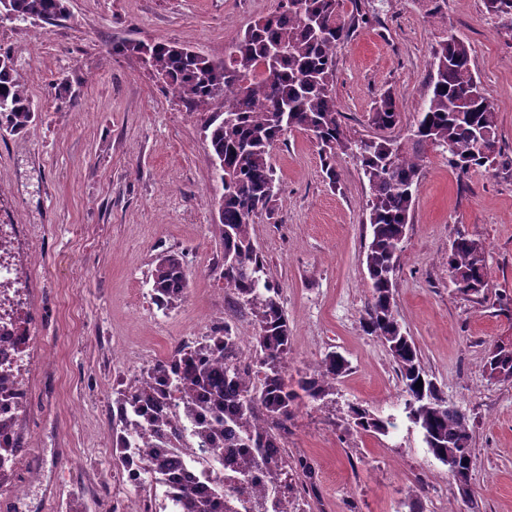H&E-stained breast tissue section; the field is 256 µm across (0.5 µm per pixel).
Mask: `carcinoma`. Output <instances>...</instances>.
<instances>
[{"mask_svg": "<svg viewBox=\"0 0 512 512\" xmlns=\"http://www.w3.org/2000/svg\"><path fill=\"white\" fill-rule=\"evenodd\" d=\"M499 27L512 32V0H487ZM339 0H287L278 11L254 21L245 34L224 47V58L177 43L117 41L112 51H135L154 77L195 112L208 113L203 132L209 141L213 178L223 185L219 223L213 225L224 253L237 265L222 270L231 308L253 329V369L242 364L240 337L229 325L175 347L169 357L141 370L114 391L112 421L120 427L113 446L124 467L148 474L166 487L178 512H295L293 484L317 498L315 469L305 456L288 457L285 443L298 392L323 401L336 392L348 362L325 355L296 385L285 375L290 333L279 287L251 233L253 217L269 210L274 196L272 149L288 131L313 134L331 180L336 156L351 153L368 181L370 241L365 253L371 280L362 327L388 349L404 398L403 413L417 423L423 443L445 464L448 446L460 455L455 483L472 472L474 431L462 408L448 403L426 371L420 350L398 320L392 278L400 244L410 223L427 146L448 154V163L466 174L496 155L497 115L470 69L468 45L454 37L433 49L431 94L418 112L404 144L389 139H352L332 88L336 48L347 31L338 19ZM69 16L68 0H0V22L54 24ZM224 112L211 111L216 100ZM31 96L18 77L14 59L0 55V130L15 132L33 118ZM395 99L385 95L371 122L392 129L400 122ZM485 245L464 232L448 248V273L462 295L485 296ZM154 300L177 304L187 290L183 261L161 256L152 271ZM486 370L512 372V347L490 345ZM423 381L422 388L415 387ZM347 424L372 435H386L393 418H382L359 403L347 410ZM208 479L229 465L239 484L183 486L169 477L181 455Z\"/></svg>", "mask_w": 512, "mask_h": 512, "instance_id": "carcinoma-1", "label": "carcinoma"}]
</instances>
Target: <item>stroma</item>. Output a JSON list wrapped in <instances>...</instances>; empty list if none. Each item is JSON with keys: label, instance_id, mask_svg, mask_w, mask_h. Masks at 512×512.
<instances>
[{"label": "stroma", "instance_id": "stroma-1", "mask_svg": "<svg viewBox=\"0 0 512 512\" xmlns=\"http://www.w3.org/2000/svg\"><path fill=\"white\" fill-rule=\"evenodd\" d=\"M279 0H69L55 26L0 22V53H10L38 114L25 129L0 132V224L14 225L10 255L20 300L40 343L24 359L32 395L16 430L24 467L0 490V512H69L102 504L117 512H164L151 477L124 484L112 452V391L135 376L118 352L166 357L219 325L248 336L220 276L224 251L213 231L212 178L202 116L162 89L140 54L113 53L116 41H174L211 57ZM339 0L347 28L336 49L333 89L350 137L404 141L429 97V54L445 34L471 48L470 67L497 112L492 165L462 175L440 149L421 162L412 219L396 268L399 320L426 370L474 429L477 512H512V381L486 372L490 343L512 339V32L486 0ZM69 80L74 103L54 100ZM391 93L401 123L371 122ZM276 196L252 235L282 288L291 351L288 375L312 372L326 353L350 369L325 402L299 397L289 424V455H307L318 475L314 512H408L406 490L424 482L419 512H463L448 469L428 453L402 412L392 358L361 319L369 298L363 264L369 240L368 184L356 159H336L330 183L309 132L289 131L273 150ZM487 248L489 291L461 295L448 275L457 232ZM181 256L189 287L158 307L152 271L164 253ZM394 417L388 434L365 435L346 422L349 403Z\"/></svg>", "mask_w": 512, "mask_h": 512}]
</instances>
